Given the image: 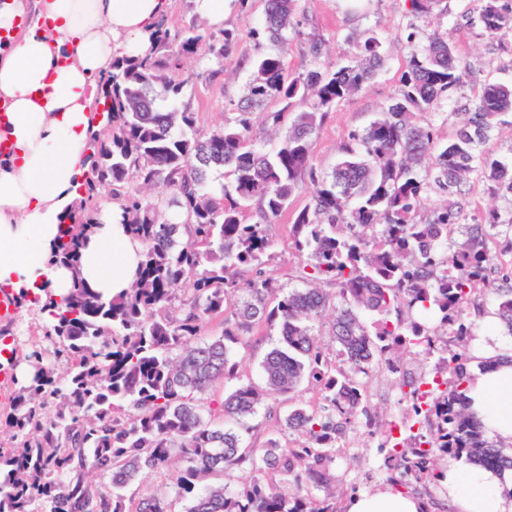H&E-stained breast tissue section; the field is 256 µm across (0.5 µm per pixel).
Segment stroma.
<instances>
[{
    "label": "stroma",
    "instance_id": "obj_1",
    "mask_svg": "<svg viewBox=\"0 0 512 512\" xmlns=\"http://www.w3.org/2000/svg\"><path fill=\"white\" fill-rule=\"evenodd\" d=\"M480 7L481 0H439L427 18L417 20L409 12L408 0H363L353 15L347 12L346 0H300L298 24L289 36L284 57L290 71L300 72L316 64L333 66L357 57L358 45L367 32L379 38L386 55L383 71L340 102L318 128L311 146L317 171H331L342 159L341 147L350 133L363 130L379 117L399 90L411 51L434 34L451 32L456 53L469 70L458 96L474 97L488 81L512 86V30L491 37L479 26L467 24V17L476 16ZM263 15L264 0H224V26L238 34L235 50L221 60L205 50L183 58L182 73L191 76L192 84L182 102L196 112L200 129L209 131L235 118L233 105L250 79V60L270 50L262 32ZM313 34L323 41L322 54L316 60L307 52V40ZM312 190V185H305L295 195L289 213L271 226L273 247L267 269L279 283L291 288L299 287L304 262L291 248L293 215L308 203ZM279 343L277 325L265 323L235 350L243 381L264 390L258 414L246 419L240 431L247 448L262 447L274 435L285 443L295 438L294 433L281 429L291 403L286 395L266 389L261 368L266 353ZM345 436L360 440L363 457L344 456L336 461V506L340 510L351 496V486H358L363 493L387 488L372 439L360 435L353 425L347 426Z\"/></svg>",
    "mask_w": 512,
    "mask_h": 512
}]
</instances>
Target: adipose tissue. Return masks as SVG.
Segmentation results:
<instances>
[{
  "label": "adipose tissue",
  "mask_w": 512,
  "mask_h": 512,
  "mask_svg": "<svg viewBox=\"0 0 512 512\" xmlns=\"http://www.w3.org/2000/svg\"><path fill=\"white\" fill-rule=\"evenodd\" d=\"M169 0H0V100L9 106L0 140V285L30 296L66 294L74 273L53 263L60 225L80 198L84 151L103 103L95 83L116 56L138 57ZM27 26H19V18ZM100 226L82 251L89 288L112 297L134 279L141 243L128 235L117 202H103ZM499 326L486 317L474 354L489 361L467 393L486 433L512 445V362L498 357ZM445 484L455 512H512L501 481L473 464L450 466Z\"/></svg>",
  "instance_id": "1"
}]
</instances>
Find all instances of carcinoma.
Segmentation results:
<instances>
[{"mask_svg":"<svg viewBox=\"0 0 512 512\" xmlns=\"http://www.w3.org/2000/svg\"><path fill=\"white\" fill-rule=\"evenodd\" d=\"M298 2L265 0L264 32L276 52L251 61L235 120L214 130H200L196 113L177 106L190 81L170 77L213 38L195 25H159L147 54L115 59L112 74L99 79L110 101L105 128L91 134L79 223L61 230L52 258L78 262L106 198L119 203L143 244L141 260L130 288L110 300L81 281L61 298L46 294L49 347L34 343L26 351L34 373L19 384L5 418L12 446L0 450V512H174L166 495L135 504L120 490L175 456L184 467L171 493L187 501L184 512H336V448L321 445L322 437L371 418L360 390L389 354L376 337L392 336L395 349L409 353L421 321L431 324L430 335L454 327L462 345L439 362L448 387L435 391L430 411L413 408L430 449L378 447L384 469L403 463L388 484L407 492L410 470L440 486L442 461L461 456L500 476L512 472V448L488 438L466 412L474 375L463 345L484 314L479 297L487 289L512 335V266L494 265L489 249L512 255V213L490 210L469 224L464 202L467 175L478 170L494 192L512 196V165L479 151L499 117L512 111V86L489 82L478 98L457 103L465 120L437 145L434 127L420 118L454 93L466 66L451 34L436 35L411 52L382 117L351 133L344 159L320 174L311 155L318 122L375 77L385 57L368 33L354 60L288 71L282 51ZM482 2L483 32L512 29V0ZM273 102L282 105L267 115L275 125L294 103L307 109L288 125L280 147L266 153L252 143L251 114ZM221 169L229 182L213 180ZM132 183L170 190L168 208L185 221L172 222L128 192ZM307 183L309 202L292 224L293 247L306 257L304 287L287 289L266 271L269 227ZM430 193L444 204L423 214ZM182 284L190 288L180 296ZM329 307L334 349L319 344L309 325ZM360 309L375 319L364 322ZM213 316L224 318V332L191 344ZM275 321L280 346L263 358L267 385L292 396L307 383L323 405L295 404L286 420L298 435L295 445L271 437L262 448H244L238 432L214 422L202 395L235 381L224 395V417L256 413L260 392L241 381L233 356L257 325ZM233 470L249 479L233 489L201 486L204 477Z\"/></svg>","mask_w":512,"mask_h":512,"instance_id":"cac0c4a2","label":"carcinoma"}]
</instances>
